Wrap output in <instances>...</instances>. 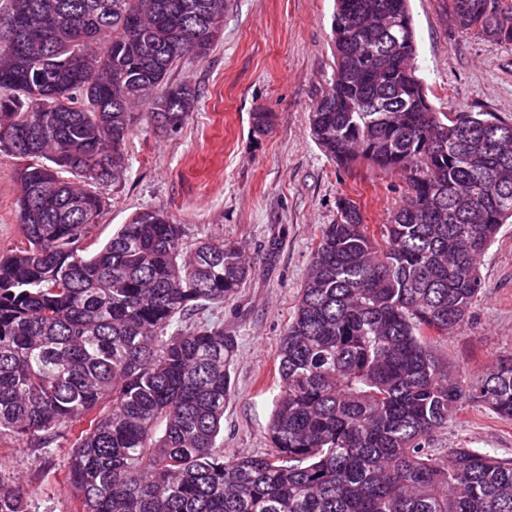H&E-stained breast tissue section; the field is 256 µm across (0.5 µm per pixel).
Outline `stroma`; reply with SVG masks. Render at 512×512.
Instances as JSON below:
<instances>
[{
  "mask_svg": "<svg viewBox=\"0 0 512 512\" xmlns=\"http://www.w3.org/2000/svg\"><path fill=\"white\" fill-rule=\"evenodd\" d=\"M333 0H225L224 33L204 60L186 58L172 81L202 92L177 134L141 122L125 143L128 169L99 186L103 208L85 246L97 248L139 210L166 213L189 238L217 237L241 248L252 273L209 321L235 337L231 396L219 442L235 459L267 450L265 431L280 391L276 353L300 296L324 225L340 197L354 200L371 232L404 196L398 175L366 165L336 167L313 142L309 112L330 83ZM418 74L439 112H494L512 118V46L458 32L448 0H410ZM271 112L275 124L254 139L251 116ZM17 159L0 156V253L20 237ZM278 241L269 256L270 241ZM483 292L462 332L435 350L458 377L486 371L512 352V224L481 258ZM435 448H480L512 456V420L463 404ZM66 449L45 451L0 443V474L37 489L32 512H73L63 479Z\"/></svg>",
  "mask_w": 512,
  "mask_h": 512,
  "instance_id": "stroma-1",
  "label": "stroma"
}]
</instances>
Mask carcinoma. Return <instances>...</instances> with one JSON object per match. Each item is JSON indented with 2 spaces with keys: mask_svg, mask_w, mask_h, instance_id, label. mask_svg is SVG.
<instances>
[{
  "mask_svg": "<svg viewBox=\"0 0 512 512\" xmlns=\"http://www.w3.org/2000/svg\"><path fill=\"white\" fill-rule=\"evenodd\" d=\"M484 2L448 0L454 25L512 45V0ZM332 26L311 135L341 169L400 175L404 202L375 235L339 200L279 342L270 451L226 461L236 340L197 315L247 282L241 250L151 209L83 246L133 127L175 134L197 106L200 89L169 75L209 55L224 0L0 11V154L22 163L20 239L0 255V440L65 441L77 512H512V457L429 447L465 402L512 420L511 354L460 381L434 351L512 222V120L435 111L408 0H335ZM274 120L253 113V136ZM36 495L0 479V512H31Z\"/></svg>",
  "mask_w": 512,
  "mask_h": 512,
  "instance_id": "cac0c4a2",
  "label": "carcinoma"
}]
</instances>
